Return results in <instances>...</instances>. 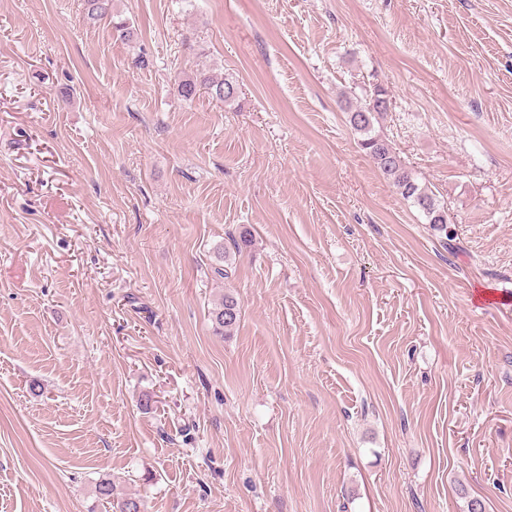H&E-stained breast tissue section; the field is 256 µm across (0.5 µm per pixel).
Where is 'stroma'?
<instances>
[{
  "mask_svg": "<svg viewBox=\"0 0 512 512\" xmlns=\"http://www.w3.org/2000/svg\"><path fill=\"white\" fill-rule=\"evenodd\" d=\"M82 10L0 0V512H512V0ZM179 93L185 100H193L201 89L214 99L230 102L238 96L236 84L227 79H214L205 73V70H197L192 76H186L178 83ZM389 109L388 91L375 86L365 98L348 106L349 124L360 135L361 149L396 188L403 199L411 201L426 216L434 230L447 233L448 212L436 195L421 185L401 156L384 136L375 133L374 121ZM216 329L230 335L240 321V307L237 298L232 293H224V297L212 312ZM95 493L104 512H144L142 500L135 495L118 493L111 478L100 479L95 485Z\"/></svg>",
  "mask_w": 512,
  "mask_h": 512,
  "instance_id": "1",
  "label": "stroma"
}]
</instances>
